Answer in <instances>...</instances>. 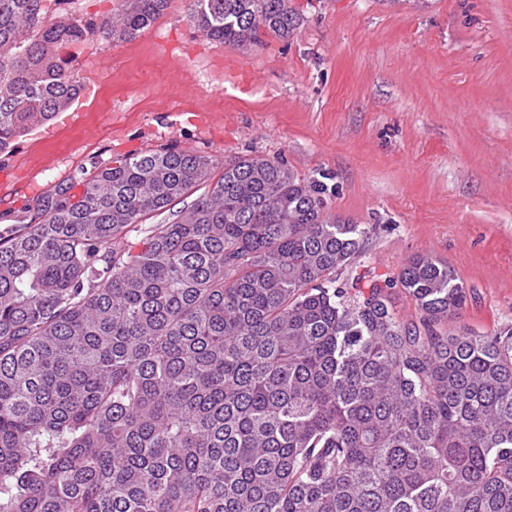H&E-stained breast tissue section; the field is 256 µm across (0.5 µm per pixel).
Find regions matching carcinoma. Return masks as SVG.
<instances>
[{
    "label": "carcinoma",
    "mask_w": 512,
    "mask_h": 512,
    "mask_svg": "<svg viewBox=\"0 0 512 512\" xmlns=\"http://www.w3.org/2000/svg\"><path fill=\"white\" fill-rule=\"evenodd\" d=\"M121 2L49 23L47 0H0V152L79 96L60 49L169 4ZM192 2L239 49L300 22ZM334 195L278 158L148 151L0 233V512H512V324L451 327L466 289L431 257L341 278L373 226Z\"/></svg>",
    "instance_id": "cac0c4a2"
}]
</instances>
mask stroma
Listing matches in <instances>:
<instances>
[{
  "label": "stroma",
  "mask_w": 512,
  "mask_h": 512,
  "mask_svg": "<svg viewBox=\"0 0 512 512\" xmlns=\"http://www.w3.org/2000/svg\"><path fill=\"white\" fill-rule=\"evenodd\" d=\"M301 24L243 53L170 0L135 37L73 47L97 77L78 126L0 152V233L60 183L79 197L98 168L152 150L228 162L283 159L328 175L332 215L374 225L362 259L398 275L413 256L455 270L460 325L512 323V0H291ZM211 88L198 100L194 82Z\"/></svg>",
  "instance_id": "obj_1"
}]
</instances>
